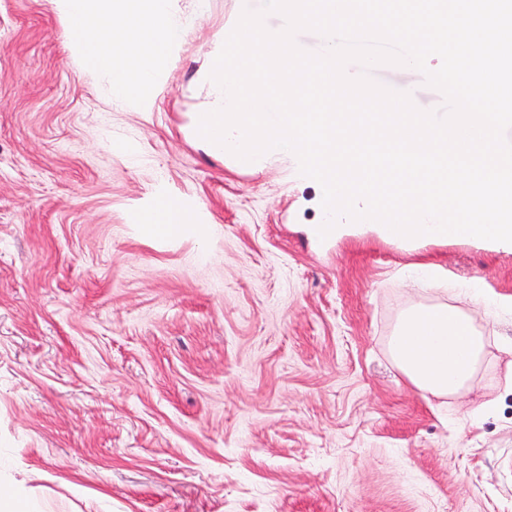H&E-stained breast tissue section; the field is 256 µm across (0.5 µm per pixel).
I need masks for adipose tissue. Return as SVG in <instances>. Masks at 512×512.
Here are the masks:
<instances>
[{
	"mask_svg": "<svg viewBox=\"0 0 512 512\" xmlns=\"http://www.w3.org/2000/svg\"><path fill=\"white\" fill-rule=\"evenodd\" d=\"M67 24L86 69L107 70L112 97L125 101L151 92L157 62L187 35L168 0H51ZM486 341L472 317L449 304L416 305L400 315L390 338L393 364L413 387L460 397L474 385Z\"/></svg>",
	"mask_w": 512,
	"mask_h": 512,
	"instance_id": "ef3b65f1",
	"label": "adipose tissue"
}]
</instances>
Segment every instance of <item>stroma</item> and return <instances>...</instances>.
Wrapping results in <instances>:
<instances>
[{
  "label": "stroma",
  "mask_w": 512,
  "mask_h": 512,
  "mask_svg": "<svg viewBox=\"0 0 512 512\" xmlns=\"http://www.w3.org/2000/svg\"><path fill=\"white\" fill-rule=\"evenodd\" d=\"M197 2L171 0L191 30L116 104L49 0H0V485L39 512H512V246L406 252L361 223L319 244L318 183L191 130L226 18L264 5ZM371 78L445 112L418 69ZM162 201L180 232L145 224ZM448 301L487 338L459 398L388 353L404 309Z\"/></svg>",
  "instance_id": "stroma-1"
}]
</instances>
